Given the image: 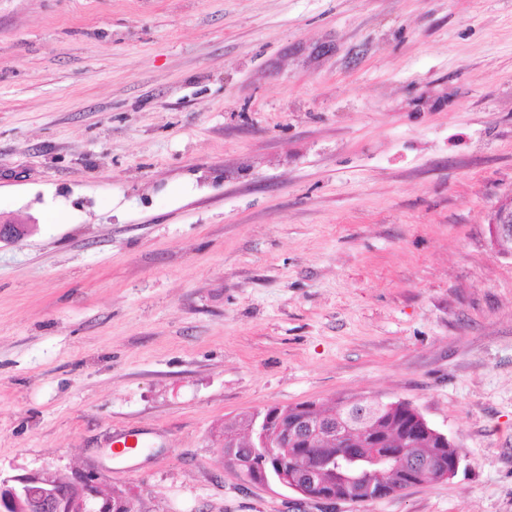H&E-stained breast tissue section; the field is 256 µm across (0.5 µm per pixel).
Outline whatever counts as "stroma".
<instances>
[{
  "instance_id": "obj_1",
  "label": "stroma",
  "mask_w": 512,
  "mask_h": 512,
  "mask_svg": "<svg viewBox=\"0 0 512 512\" xmlns=\"http://www.w3.org/2000/svg\"><path fill=\"white\" fill-rule=\"evenodd\" d=\"M512 0H0V470L135 512H512ZM404 401L457 474L298 502L271 406ZM489 226L494 251L501 256L512 257V191L494 207ZM35 228V221L18 222L0 217V243L17 242L30 235Z\"/></svg>"
}]
</instances>
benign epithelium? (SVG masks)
Segmentation results:
<instances>
[{
  "label": "benign epithelium",
  "instance_id": "1",
  "mask_svg": "<svg viewBox=\"0 0 512 512\" xmlns=\"http://www.w3.org/2000/svg\"><path fill=\"white\" fill-rule=\"evenodd\" d=\"M35 221L18 222L0 217V243L17 242L30 235ZM490 238L494 251L512 257V192L503 196L494 207L490 219ZM388 403L376 396L348 399L337 404L342 415L319 414L317 404L306 402L287 408H268L253 417L251 437L246 442L234 437L221 445L224 463L242 469L250 483L266 484L264 461L274 456L278 448H294L311 459L318 456V444L329 441L341 445L340 456L357 461L352 444L357 436L371 430L380 420ZM408 419L410 434H432L438 437V446L429 456L402 457L397 450H390L378 462H403L405 481L397 484H380L368 487L363 499L374 501L418 485L419 475L426 470L435 471L439 479L453 477L462 460V452L447 435L434 428L426 418L410 405L403 406ZM456 448L448 457V464H439L446 447ZM322 466L313 463L301 470L282 474L277 483L300 495L303 501L325 503L336 499L333 490L321 482ZM131 500L121 493H103L93 477L76 475L66 478L51 470L9 473L0 470V512H129Z\"/></svg>",
  "mask_w": 512,
  "mask_h": 512
}]
</instances>
